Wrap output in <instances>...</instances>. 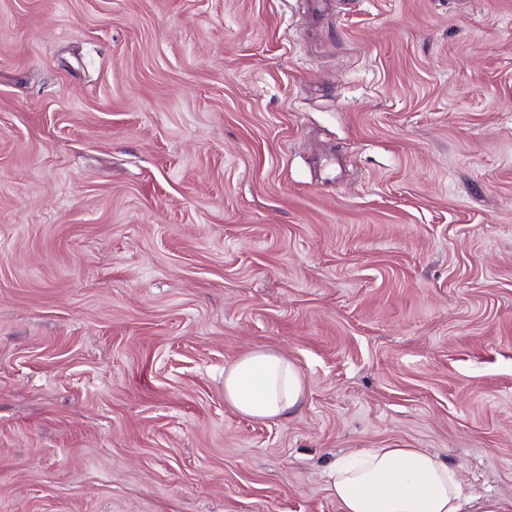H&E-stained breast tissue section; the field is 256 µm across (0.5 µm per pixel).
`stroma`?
<instances>
[{"instance_id":"obj_1","label":"stroma","mask_w":512,"mask_h":512,"mask_svg":"<svg viewBox=\"0 0 512 512\" xmlns=\"http://www.w3.org/2000/svg\"><path fill=\"white\" fill-rule=\"evenodd\" d=\"M363 448L512 512V0H0V512H340ZM301 369L288 357L258 348L224 370V400L239 414L255 420L288 418L305 399Z\"/></svg>"}]
</instances>
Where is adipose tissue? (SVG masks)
Instances as JSON below:
<instances>
[{
	"label": "adipose tissue",
	"instance_id": "1",
	"mask_svg": "<svg viewBox=\"0 0 512 512\" xmlns=\"http://www.w3.org/2000/svg\"><path fill=\"white\" fill-rule=\"evenodd\" d=\"M301 369L258 348L224 370V400L255 420L288 418L305 399ZM330 489L340 512H462L456 469L422 448H365L332 465Z\"/></svg>",
	"mask_w": 512,
	"mask_h": 512
}]
</instances>
